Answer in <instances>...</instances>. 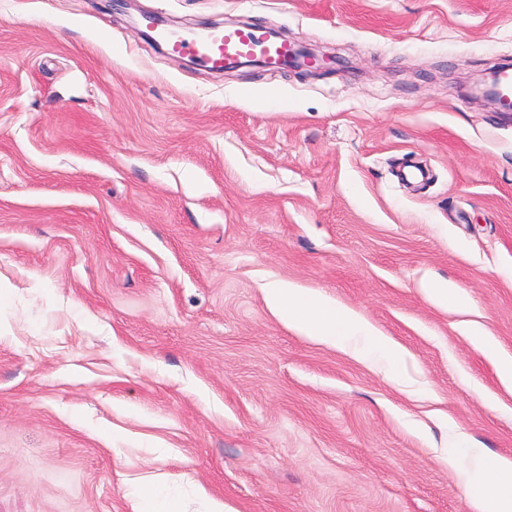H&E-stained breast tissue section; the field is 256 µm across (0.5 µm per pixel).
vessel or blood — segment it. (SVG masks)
<instances>
[{"mask_svg": "<svg viewBox=\"0 0 512 512\" xmlns=\"http://www.w3.org/2000/svg\"><path fill=\"white\" fill-rule=\"evenodd\" d=\"M162 39L173 52L193 53L203 65L211 68L254 56L282 62L291 55L287 45L270 42L255 29H210L189 35L166 33Z\"/></svg>", "mask_w": 512, "mask_h": 512, "instance_id": "b4317fda", "label": "vessel or blood"}]
</instances>
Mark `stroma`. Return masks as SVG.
<instances>
[{
	"label": "stroma",
	"instance_id": "stroma-1",
	"mask_svg": "<svg viewBox=\"0 0 512 512\" xmlns=\"http://www.w3.org/2000/svg\"><path fill=\"white\" fill-rule=\"evenodd\" d=\"M172 32L252 22L340 58L215 72ZM512 0H0V512H475L440 418L512 459ZM351 307L403 383L297 333L261 285ZM427 290L433 302L448 309L465 311L470 306V299L448 283L436 284ZM470 342L493 365L501 383L512 389V356L500 353L498 342L493 336L479 326L472 327L468 332ZM138 512H180L176 499L160 479L147 478L135 485Z\"/></svg>",
	"mask_w": 512,
	"mask_h": 512
}]
</instances>
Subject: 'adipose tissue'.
<instances>
[{"instance_id":"adipose-tissue-1","label":"adipose tissue","mask_w":512,"mask_h":512,"mask_svg":"<svg viewBox=\"0 0 512 512\" xmlns=\"http://www.w3.org/2000/svg\"><path fill=\"white\" fill-rule=\"evenodd\" d=\"M263 292L269 310L288 327L333 347L352 350L358 358L381 365L391 379H401L400 367L405 362L401 348L351 308L284 279L268 280ZM448 440L453 447L465 449L474 461L473 468L462 470L461 482L476 512H512V460L489 457L483 449L468 445L453 425L448 428Z\"/></svg>"}]
</instances>
